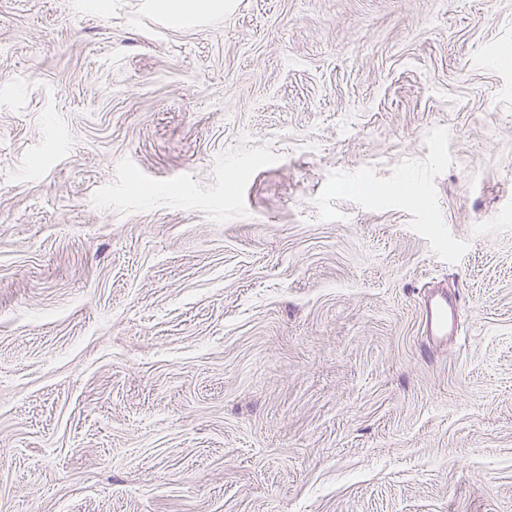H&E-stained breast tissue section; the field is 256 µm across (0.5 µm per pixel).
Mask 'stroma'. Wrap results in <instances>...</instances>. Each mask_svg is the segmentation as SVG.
<instances>
[{
    "instance_id": "obj_1",
    "label": "stroma",
    "mask_w": 512,
    "mask_h": 512,
    "mask_svg": "<svg viewBox=\"0 0 512 512\" xmlns=\"http://www.w3.org/2000/svg\"><path fill=\"white\" fill-rule=\"evenodd\" d=\"M508 47L512 0H0V512H512ZM231 1L223 0H153V8L164 18L181 19L188 16L224 10ZM425 321L427 334L436 343L447 340L453 334L456 324L454 309L444 296L432 297L426 305Z\"/></svg>"
}]
</instances>
